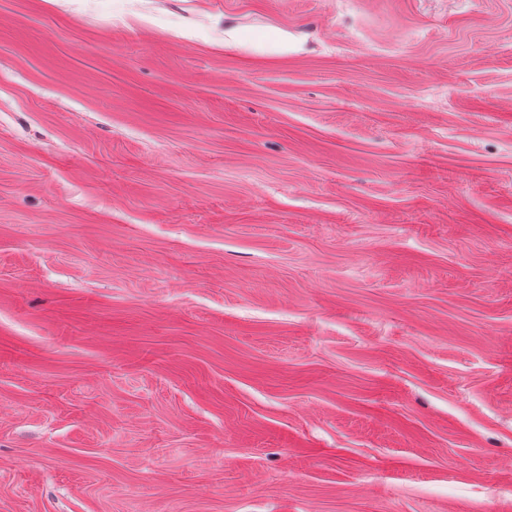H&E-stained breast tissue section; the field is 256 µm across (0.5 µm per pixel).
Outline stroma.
<instances>
[{
  "instance_id": "1",
  "label": "stroma",
  "mask_w": 512,
  "mask_h": 512,
  "mask_svg": "<svg viewBox=\"0 0 512 512\" xmlns=\"http://www.w3.org/2000/svg\"><path fill=\"white\" fill-rule=\"evenodd\" d=\"M0 512H512V0H0Z\"/></svg>"
}]
</instances>
